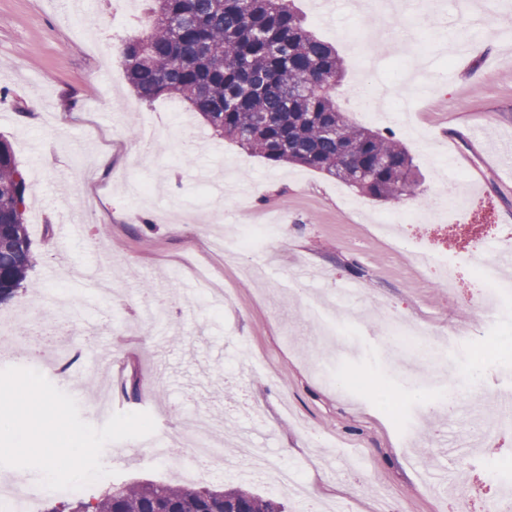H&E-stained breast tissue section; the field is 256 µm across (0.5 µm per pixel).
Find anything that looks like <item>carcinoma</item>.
<instances>
[{
  "mask_svg": "<svg viewBox=\"0 0 512 512\" xmlns=\"http://www.w3.org/2000/svg\"><path fill=\"white\" fill-rule=\"evenodd\" d=\"M148 23L124 41L125 77L139 100L178 98L216 135L273 163L337 178L378 201L414 196L420 173L392 133L350 124L331 90L343 75L336 47L304 25L291 0H143ZM29 185L0 139V304L28 291L34 259ZM284 512L243 487L114 483L65 512Z\"/></svg>",
  "mask_w": 512,
  "mask_h": 512,
  "instance_id": "carcinoma-1",
  "label": "carcinoma"
}]
</instances>
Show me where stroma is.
<instances>
[{
	"label": "stroma",
	"instance_id": "1",
	"mask_svg": "<svg viewBox=\"0 0 512 512\" xmlns=\"http://www.w3.org/2000/svg\"><path fill=\"white\" fill-rule=\"evenodd\" d=\"M307 27L336 45L345 65L336 99L349 122L393 132L423 175L417 196L377 201L342 181L291 163H273L214 137L177 99L145 104L129 88L119 47L141 32L140 0H89L77 20L60 0H0V137L13 148L30 186L27 229L40 294L23 293L0 305L12 335L30 328L26 306L60 296L52 312L51 353L21 348L0 359L40 371L62 391L82 385L80 415L104 418L95 401L112 384L113 412L155 407L166 427L193 435L205 414L225 431L243 432L244 445L296 473L308 496L266 486L236 449L224 451L214 483L244 485L304 512L314 502L327 512H488L499 493L481 466L459 470L444 445L462 431L478 433L493 419L495 398L512 393V316L501 323L491 353L481 350L485 316L472 289L449 291L412 265L406 248L374 236V216L418 219L425 247L466 259L475 239L512 226V178L497 152L512 143V8L497 5L481 32H471L454 0L428 12L407 52L392 34L410 21L361 11L341 0L320 18L312 0H295ZM469 37L468 54L447 63V46ZM377 53L390 76L416 70L406 97L430 147L405 133L397 119L367 117L354 98L368 79L362 55ZM37 123H25L27 115ZM153 120L155 149L144 153L136 133ZM110 156L100 166L102 156ZM80 217L79 235L62 225ZM251 224H273L267 246L233 256L218 237ZM203 265L229 295L224 306L203 296L190 273ZM167 291L173 301L159 321L140 319L143 301ZM336 320L332 362L321 372L308 314L310 302ZM406 318L436 331L470 332L437 383L476 377L467 411L449 421L430 408L432 389L420 369L395 363L380 344L384 319ZM80 349L70 367L55 366L63 344ZM363 378L364 387L347 384ZM137 383L138 395H124ZM102 462L117 481L184 482V464L154 459L124 442L105 446ZM447 469V484L428 485L429 472ZM37 471L0 466V490L14 486L31 512L70 501L49 491Z\"/></svg>",
	"mask_w": 512,
	"mask_h": 512
}]
</instances>
